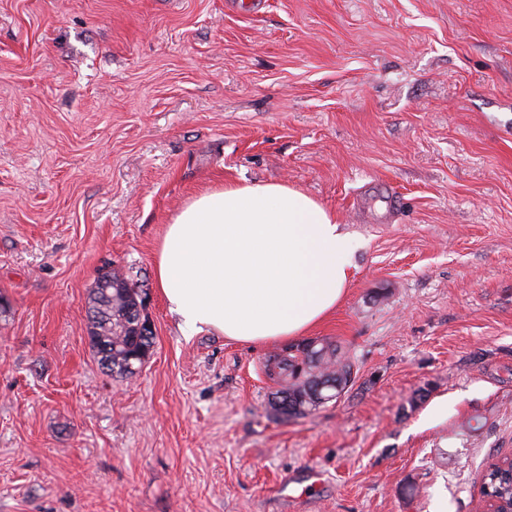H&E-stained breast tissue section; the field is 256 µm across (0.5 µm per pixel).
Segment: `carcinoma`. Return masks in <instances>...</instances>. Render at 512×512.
Instances as JSON below:
<instances>
[{"label":"carcinoma","instance_id":"obj_1","mask_svg":"<svg viewBox=\"0 0 512 512\" xmlns=\"http://www.w3.org/2000/svg\"><path fill=\"white\" fill-rule=\"evenodd\" d=\"M112 286L95 281L88 298L91 346L101 367L121 377L135 375L141 359L151 353L153 333L140 318L142 291L119 269L106 273ZM266 376L280 386L273 410L285 418L305 416L319 408L309 389L320 380L355 381L357 368L349 352L339 343L322 339L315 347L306 342L270 356L264 364ZM512 462L505 458L490 464L482 477L481 491L496 501L512 499Z\"/></svg>","mask_w":512,"mask_h":512}]
</instances>
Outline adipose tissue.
<instances>
[{"label":"adipose tissue","mask_w":512,"mask_h":512,"mask_svg":"<svg viewBox=\"0 0 512 512\" xmlns=\"http://www.w3.org/2000/svg\"><path fill=\"white\" fill-rule=\"evenodd\" d=\"M354 245L326 209L280 182L227 183L167 224L154 276L186 334L249 346L306 335L340 304Z\"/></svg>","instance_id":"ef3b65f1"}]
</instances>
